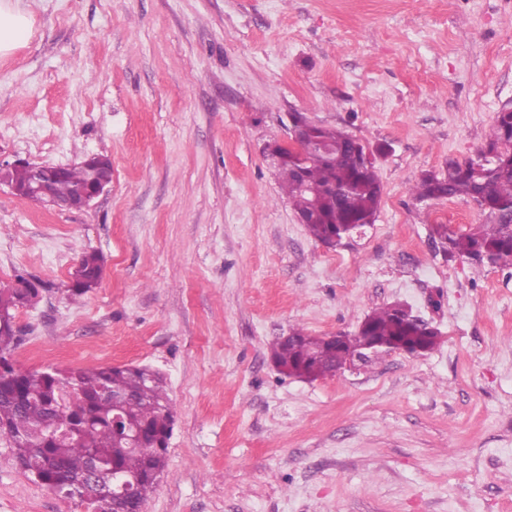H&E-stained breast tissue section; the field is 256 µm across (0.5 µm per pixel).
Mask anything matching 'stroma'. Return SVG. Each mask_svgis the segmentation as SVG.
<instances>
[{"mask_svg":"<svg viewBox=\"0 0 512 512\" xmlns=\"http://www.w3.org/2000/svg\"><path fill=\"white\" fill-rule=\"evenodd\" d=\"M32 39L0 57V153L112 160V185L57 211L0 186V282L20 370L149 365L176 424L141 512H512V270L448 259L434 225L473 203L414 200L512 106V0H23ZM376 150V221L329 248L263 149L289 113ZM102 278L69 291L82 250ZM401 301L441 332L336 375L281 374L295 328L354 334ZM0 512H87L0 442Z\"/></svg>","mask_w":512,"mask_h":512,"instance_id":"1","label":"stroma"}]
</instances>
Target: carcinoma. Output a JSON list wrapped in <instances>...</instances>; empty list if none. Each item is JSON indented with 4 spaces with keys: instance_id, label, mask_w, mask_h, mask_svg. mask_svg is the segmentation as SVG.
<instances>
[{
    "instance_id": "carcinoma-1",
    "label": "carcinoma",
    "mask_w": 512,
    "mask_h": 512,
    "mask_svg": "<svg viewBox=\"0 0 512 512\" xmlns=\"http://www.w3.org/2000/svg\"><path fill=\"white\" fill-rule=\"evenodd\" d=\"M311 138L316 152L273 145L278 155L273 167L294 211L305 218L308 234L328 244L376 220L382 186L376 169L362 165L359 139L321 125L311 129ZM88 178L86 167L67 166L54 182V195L67 198ZM413 194L418 200L461 197L479 203L486 216L479 230L450 232L440 224L439 241L446 243L451 258L489 255L495 265L512 269V112L496 113L492 133L476 158L448 159L440 175L424 173ZM77 264L82 285L70 288L74 297L100 281L104 259L96 251H83ZM28 283L22 274L12 285L0 283V441L10 444L16 461L35 466L61 493L67 481L87 472L92 452L105 471L117 469L136 476L148 469L162 473L174 416L160 373L132 364L30 372L14 368L7 359L21 341L15 311L21 307V297L32 292ZM366 324V330L338 343L295 328L289 337L281 336L270 345L271 358L288 376L316 380L331 375L340 360L354 358L371 340L380 345L378 354L396 346L425 350L439 341V332L421 329L400 302L373 310ZM114 398L119 400L116 411ZM116 413L123 426L144 433L137 440L139 447H126L122 433L112 425ZM62 415L79 430L58 441L52 428ZM154 487L153 481L141 483L127 512H139Z\"/></svg>"
}]
</instances>
